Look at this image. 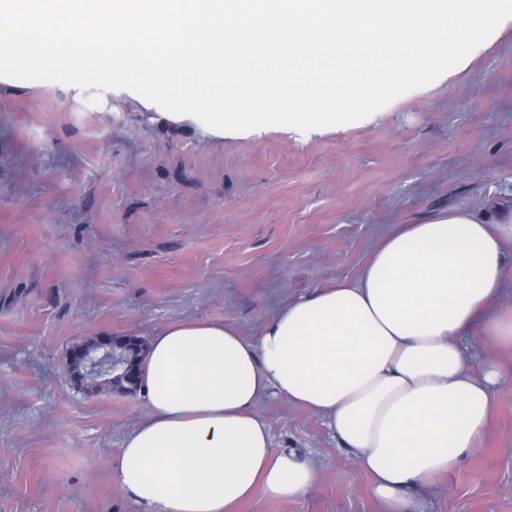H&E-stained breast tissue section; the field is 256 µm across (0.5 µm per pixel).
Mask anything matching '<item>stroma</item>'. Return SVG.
Here are the masks:
<instances>
[{
  "instance_id": "35a3bbf8",
  "label": "stroma",
  "mask_w": 512,
  "mask_h": 512,
  "mask_svg": "<svg viewBox=\"0 0 512 512\" xmlns=\"http://www.w3.org/2000/svg\"><path fill=\"white\" fill-rule=\"evenodd\" d=\"M451 207L512 213V21L461 63L362 120L216 137L128 89L0 79V512H140L115 468L144 394L73 389L71 344L183 319L257 339L278 308L357 278L391 230ZM499 290L459 344L496 361L491 422L419 512H512V349L480 342ZM275 450L310 461L300 497L232 512H383L323 419L275 396L256 408Z\"/></svg>"
}]
</instances>
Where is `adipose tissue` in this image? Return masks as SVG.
<instances>
[{"label": "adipose tissue", "instance_id": "ef3b65f1", "mask_svg": "<svg viewBox=\"0 0 512 512\" xmlns=\"http://www.w3.org/2000/svg\"><path fill=\"white\" fill-rule=\"evenodd\" d=\"M512 215L452 207L404 224L358 278L288 302L258 340L232 324L169 323L150 342L144 421L115 477L142 512H229L294 499L316 470L274 450L255 408L267 394L323 418L371 476L384 512L448 473L487 426L498 368L473 373L459 335L498 290Z\"/></svg>", "mask_w": 512, "mask_h": 512}]
</instances>
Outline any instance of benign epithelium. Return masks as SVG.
<instances>
[{
  "label": "benign epithelium",
  "instance_id": "benign-epithelium-1",
  "mask_svg": "<svg viewBox=\"0 0 512 512\" xmlns=\"http://www.w3.org/2000/svg\"><path fill=\"white\" fill-rule=\"evenodd\" d=\"M116 337L104 333L76 342L70 349L67 365L82 386L111 385L128 393L135 392L140 359L145 352L139 337L127 334L124 348L116 350Z\"/></svg>",
  "mask_w": 512,
  "mask_h": 512
}]
</instances>
